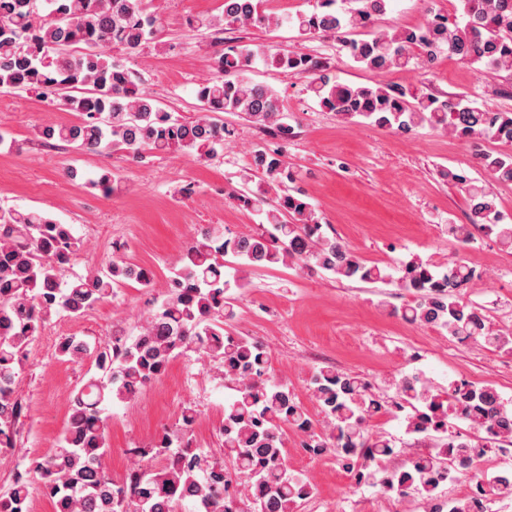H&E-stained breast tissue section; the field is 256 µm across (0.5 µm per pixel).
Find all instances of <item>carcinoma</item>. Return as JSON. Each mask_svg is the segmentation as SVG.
Returning <instances> with one entry per match:
<instances>
[{
  "mask_svg": "<svg viewBox=\"0 0 512 512\" xmlns=\"http://www.w3.org/2000/svg\"><path fill=\"white\" fill-rule=\"evenodd\" d=\"M391 0H315L313 10L283 19L265 0H224L218 15H189L186 26L209 31L224 48L214 54L213 73L200 81V112L173 115L143 88L141 76L114 59L112 51L139 54L159 44L165 32L162 0H0V90L30 91L53 106L78 113L77 123H49L37 135L43 144L63 143L94 153L121 152L134 159L188 156L211 161L224 155L234 130L222 113L243 115L269 130L277 143L253 151L241 174L243 188L233 199L264 216L255 233L227 236L220 225L200 230L171 268L169 294L149 311L138 333L113 336L95 347L73 336L59 342L70 361L94 355L93 376L72 399L66 429L55 451L28 461L24 471L0 493V512H29V477L53 503L54 512H239L235 502L251 501L253 512H297L307 479L290 469L283 456L290 427L305 437L313 456L331 453L358 485L383 494L413 492L427 512H489L490 497L512 496V476L480 470L484 456L512 441V409L495 387L465 379L435 389L403 375L388 381L384 399L364 377L334 368L319 369L312 395L326 419L316 432L313 419L288 384L270 376L266 346L233 336L224 323L235 315L228 294L247 287L248 269L293 262L310 272L364 283L391 275L365 263L348 246L322 231L316 207L296 186L300 173L288 163V124L280 95L268 84L251 81L246 71L256 60L306 79L318 105L341 119L408 135L421 125L465 140L492 138L512 144V112L477 107L466 95L441 100L389 83H344L328 68L295 50L248 43L228 44L222 34L283 23L302 38L329 36L354 62L387 73L415 65L432 70L446 52L488 74L512 72V0H459L454 20L434 14L416 29L376 30ZM479 164L491 181L512 184V154L482 152ZM442 177L470 202L468 223L448 225V236L464 247L473 230L495 234L512 250V224L503 222L490 188L464 171L446 169ZM91 183L105 196L119 188L110 168ZM83 248L69 224L32 210L0 208V449L16 446L24 405L16 395V369L33 336L54 315L79 316L112 297L128 281L145 287L153 279L141 266L113 257L94 275L64 276ZM397 286L416 294L400 315L409 323L431 326L459 342L473 341L512 355V336L496 329L483 308L463 300L459 289L479 278L462 259L435 266L418 256L402 268ZM193 350L219 359L236 394L224 407V462L193 444L197 411L183 408L182 425L165 432L158 453L161 467L136 463L120 483L105 471L110 406L132 400L165 373L172 359ZM408 408L406 432L435 428L437 444L407 458L384 478L382 461L395 454L393 440L369 431L370 420L385 412L387 401ZM452 454L471 466L475 493L449 497L441 491L456 472L444 466Z\"/></svg>",
  "mask_w": 512,
  "mask_h": 512,
  "instance_id": "cac0c4a2",
  "label": "carcinoma"
}]
</instances>
